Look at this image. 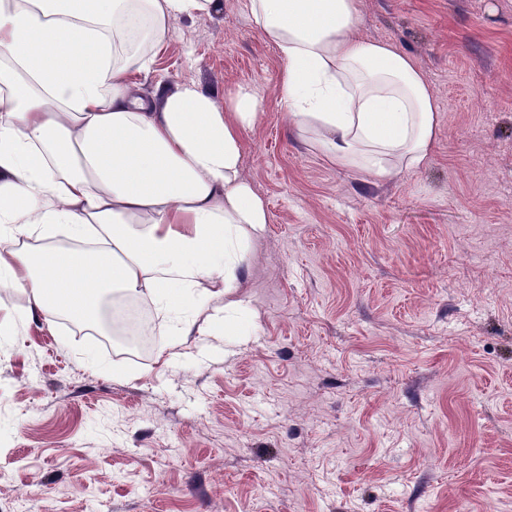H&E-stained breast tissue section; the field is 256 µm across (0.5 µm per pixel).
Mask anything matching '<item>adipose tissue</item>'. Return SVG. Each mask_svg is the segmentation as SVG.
<instances>
[{"instance_id":"adipose-tissue-1","label":"adipose tissue","mask_w":512,"mask_h":512,"mask_svg":"<svg viewBox=\"0 0 512 512\" xmlns=\"http://www.w3.org/2000/svg\"><path fill=\"white\" fill-rule=\"evenodd\" d=\"M216 0H0V288L27 317L111 332L105 295L148 302L161 355L232 322L246 244L266 207L242 177L258 117L247 87L218 104L192 81L136 95L132 74L174 22ZM283 61L282 100L299 135L340 167L377 177L431 152L438 99L388 42L358 38V0H247ZM72 247L55 245L56 233Z\"/></svg>"}]
</instances>
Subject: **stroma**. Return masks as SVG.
I'll use <instances>...</instances> for the list:
<instances>
[{
  "label": "stroma",
  "mask_w": 512,
  "mask_h": 512,
  "mask_svg": "<svg viewBox=\"0 0 512 512\" xmlns=\"http://www.w3.org/2000/svg\"><path fill=\"white\" fill-rule=\"evenodd\" d=\"M438 97L428 160L374 178L299 137L244 0L175 22L168 85L259 100L232 335L158 360L0 288V512H512V0H359Z\"/></svg>",
  "instance_id": "1"
}]
</instances>
